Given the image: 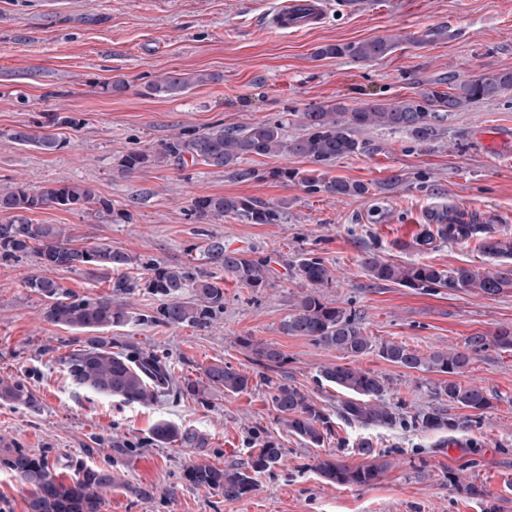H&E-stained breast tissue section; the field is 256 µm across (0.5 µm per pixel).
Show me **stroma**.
I'll list each match as a JSON object with an SVG mask.
<instances>
[{
    "label": "stroma",
    "mask_w": 512,
    "mask_h": 512,
    "mask_svg": "<svg viewBox=\"0 0 512 512\" xmlns=\"http://www.w3.org/2000/svg\"><path fill=\"white\" fill-rule=\"evenodd\" d=\"M278 2L0 0V184L22 182L37 190L52 182H85L115 207L130 210L127 224H98L79 210L31 213L33 223L60 225L80 244L105 242L147 262L179 264L208 233L223 238L228 249L268 259L273 279L266 288L255 292L225 278L224 312L207 330L149 322L160 300L140 291L115 296L128 321L112 333L167 360L179 376H200L218 362L254 374L257 367L238 337L272 343L287 358L289 378L332 404L336 390L320 382L319 371L338 362V353L279 330L295 295L308 289L291 273L301 255L314 254L334 268L336 279L321 296L355 310L374 343L401 342L426 353L512 326V293L415 290L373 280L363 266L374 253L448 271L494 268L477 242L422 251L414 240L432 209L464 212L512 237V170L497 168L479 143L482 133L512 130V90L455 112L444 133L428 143L401 131H359L363 152L338 159L326 175L368 184L363 197L338 199L269 179L276 167L306 169L305 160L286 155L246 160L258 172L250 179L203 165L124 175L118 160L179 131L218 124L279 121L291 137L301 131L297 113L313 104L398 102L433 79L512 68V0H375L363 14L344 12L341 0H332L325 23L298 35L259 26V16ZM435 29L443 37L429 40ZM379 36L402 42L373 62L313 56L327 43ZM199 70L220 79L177 99L145 93L146 84L164 73ZM117 77L125 80V91L104 93L103 82ZM54 112L85 121L79 130L56 128L65 142L60 151L43 154L9 140L12 129L36 127ZM212 194L283 201L288 217L281 224L230 217L198 224L191 205ZM38 271L31 256L0 263V375L23 381L40 404L33 411L0 401V444L47 457L66 481L82 466L111 468L116 481L102 512H512V350L473 354L458 380L484 387L493 406L480 425L452 433H425L408 422L416 410L434 405L437 374L394 366L373 352L361 356L359 367L386 378L387 398L403 422L371 431L340 423L344 448L329 443L317 450L282 430L268 388L257 379L239 394L214 392L203 402L172 394L149 406L76 387L60 358L77 348L79 334L45 320L40 298L25 286ZM161 420L203 432L206 446L158 444L152 430ZM365 438L388 464L376 484L336 486L320 478L313 468L318 453L360 464L356 444ZM267 440L282 448V461L256 475L244 499L225 500L185 479L196 462L245 466L253 448ZM458 471L483 484L484 499L466 498L449 485V473Z\"/></svg>",
    "instance_id": "stroma-1"
}]
</instances>
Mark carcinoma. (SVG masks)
I'll return each instance as SVG.
<instances>
[{
  "label": "carcinoma",
  "instance_id": "obj_1",
  "mask_svg": "<svg viewBox=\"0 0 512 512\" xmlns=\"http://www.w3.org/2000/svg\"><path fill=\"white\" fill-rule=\"evenodd\" d=\"M398 48L395 40L376 37L360 42L328 43L320 46L314 57H344L372 62L383 59ZM213 73H168L149 82L148 95L174 98L196 85L215 82ZM512 89V69H501L491 75L472 79L437 80L425 84L416 96L389 103L378 98L347 108L342 103L314 105L296 113L303 133L285 138L283 124L264 122L248 127L217 125L203 131H180L155 147L133 150L119 159V170L131 174L149 167L203 164L222 168L232 175L248 179L254 169L240 164L253 156L291 155L306 160L311 168L303 171L286 166L274 168L268 177L283 183L297 182L309 192H324L337 198L363 197L369 187L360 181L327 178L323 168L336 160L363 152L356 138L362 128L381 127L401 130L418 142H429L446 127L448 116L480 100H491ZM53 126L76 129L81 119L72 112H55L48 119ZM16 144L53 154L65 146L54 134L32 128L16 129L8 134ZM55 207L80 210L101 224H125L130 221L127 209H117L112 201L97 195L95 189L78 182L51 183L34 191L23 183L0 185V262H15L27 255L38 258L41 267L67 269L72 272L109 279L112 291L133 295L139 288L161 298L151 320L168 326H187L204 330L211 327L224 312L223 279L219 270L245 288L257 291L270 280L268 265L247 253L224 248V240L214 236L203 239L187 253L188 261L168 265L144 262L137 255L116 249L108 243L78 245L69 231L57 224H33L27 214ZM198 223L210 224L226 217L246 224H280L286 219V204L261 202L250 197L209 195L192 203ZM467 243L478 241L483 253L500 261L494 271L460 267L452 271L432 265H400L369 254L363 264L373 279L413 289L453 288L480 296L496 297L512 292V238L496 237L485 224H471L463 213L439 212L435 224H425L416 237V245L428 250L436 241ZM293 274L307 282L311 290L296 296L291 312L280 323L284 336L303 337L313 344L334 350L343 363L321 367L319 374L329 386L336 388L333 410L302 388L288 375L279 379L264 374L269 397L279 425L310 448H321L336 435L337 417L365 430L392 429L400 423L397 413L386 399V379L364 370L354 362L372 351L383 360L406 369L448 376L432 388L440 404L415 412L413 420L423 432H453L461 422L446 406L474 412L479 423L493 407L492 397L480 386L462 384L456 376L464 373L472 354L493 345L512 348V327H501L490 336H470L460 349L433 350L427 354L402 343L385 342L376 347L364 333L356 314L324 301L318 292L328 287L336 276L334 270L319 257L304 256L292 268ZM30 292L41 298L45 319L83 334L80 348L62 358L68 377L80 388L124 403L149 405L176 390L198 400L211 391L238 394L249 388L252 376L222 363L202 369V376L177 378L172 365L153 352L139 350L112 336L109 331L123 325L128 318L125 307L112 303V297H77L45 275L26 280ZM256 365L279 372L286 363L284 353L273 343L249 336L239 339ZM0 400L39 408V401L21 380L0 376ZM154 439L161 445L179 444L186 448H203L206 436L190 428L181 429L166 422L154 428ZM359 453L368 457L362 464H349L334 456H318L315 470L328 483L339 486L368 487L375 484L388 463L381 461L369 441L357 444ZM283 450L272 441L253 449L244 468H218L197 462L186 473L195 486L216 491L226 500H239L249 495L255 484L254 475L277 467ZM0 468L30 487L28 512H102L105 494L115 481L110 468H78L77 477L65 482L52 473L48 459L37 457L22 448L7 449L0 454ZM454 489L469 499L485 497L483 486L460 476L448 477Z\"/></svg>",
  "mask_w": 512,
  "mask_h": 512
}]
</instances>
